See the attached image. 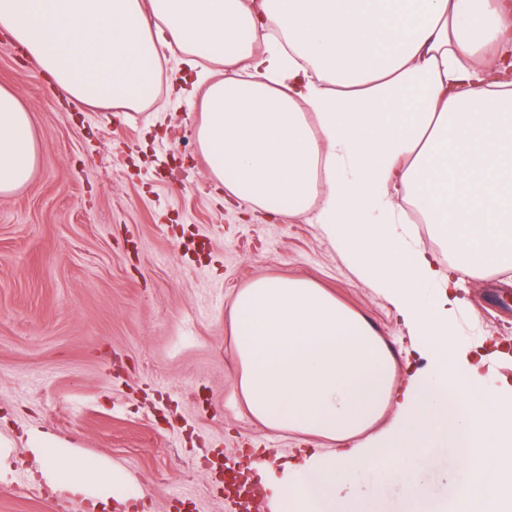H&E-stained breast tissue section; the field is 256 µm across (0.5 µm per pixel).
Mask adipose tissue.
Here are the masks:
<instances>
[{
  "label": "adipose tissue",
  "mask_w": 512,
  "mask_h": 512,
  "mask_svg": "<svg viewBox=\"0 0 512 512\" xmlns=\"http://www.w3.org/2000/svg\"><path fill=\"white\" fill-rule=\"evenodd\" d=\"M0 32L81 105H150L172 45L188 70L223 66L195 130L211 179L279 217L320 199L326 235L413 330L425 367L398 389L367 318L314 281L235 293L246 410L330 442L267 455L273 512H384L363 472L400 480L406 512H512V379L487 373L512 350L457 327L461 278L512 271V0H0ZM38 161L30 112L0 86V196ZM416 218L447 261L416 243ZM32 440L54 495L136 512L130 479ZM439 447L461 472L444 498L412 465Z\"/></svg>",
  "instance_id": "1"
}]
</instances>
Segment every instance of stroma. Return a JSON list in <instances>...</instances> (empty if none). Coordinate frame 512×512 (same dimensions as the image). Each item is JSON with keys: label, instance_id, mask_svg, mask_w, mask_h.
<instances>
[{"label": "stroma", "instance_id": "35a3bbf8", "mask_svg": "<svg viewBox=\"0 0 512 512\" xmlns=\"http://www.w3.org/2000/svg\"><path fill=\"white\" fill-rule=\"evenodd\" d=\"M183 70L171 49L153 105L83 107L0 35V84L30 108L40 146L28 184L0 196V512H48L54 501L31 477L32 430L53 436L59 462L78 452L132 477L147 512H227L207 461L324 447L268 429L232 398L229 306L254 278H309L363 314L394 356L396 382L407 360L424 365L413 332L325 235L319 202L270 218L216 190ZM462 296L464 335L512 337L511 279L466 278ZM415 465L432 496L458 474L451 448Z\"/></svg>", "mask_w": 512, "mask_h": 512}]
</instances>
